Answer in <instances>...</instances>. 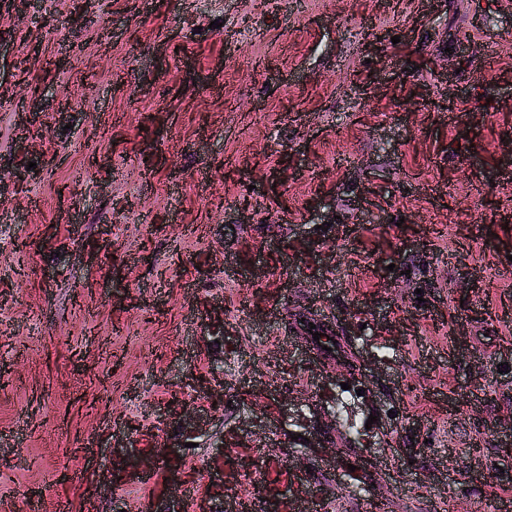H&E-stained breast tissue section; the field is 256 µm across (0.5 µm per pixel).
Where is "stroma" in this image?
Returning a JSON list of instances; mask_svg holds the SVG:
<instances>
[{"label": "stroma", "mask_w": 512, "mask_h": 512, "mask_svg": "<svg viewBox=\"0 0 512 512\" xmlns=\"http://www.w3.org/2000/svg\"><path fill=\"white\" fill-rule=\"evenodd\" d=\"M0 512H512V0H0Z\"/></svg>", "instance_id": "35a3bbf8"}]
</instances>
